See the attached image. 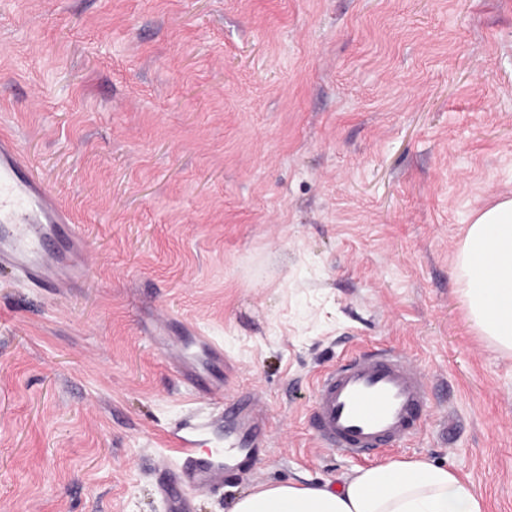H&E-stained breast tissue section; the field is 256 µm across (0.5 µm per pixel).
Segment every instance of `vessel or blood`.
<instances>
[{
    "mask_svg": "<svg viewBox=\"0 0 512 512\" xmlns=\"http://www.w3.org/2000/svg\"><path fill=\"white\" fill-rule=\"evenodd\" d=\"M78 227L23 157L14 136L0 132V267L30 282L59 288L80 268ZM215 408L188 412L167 442L177 462L160 490L168 512H192L188 492L220 485L238 458L256 455L265 424L252 399H230L210 390ZM429 384L406 355L378 348L345 356L314 383L313 426L320 447L350 458L368 457L404 443L424 427Z\"/></svg>",
    "mask_w": 512,
    "mask_h": 512,
    "instance_id": "vessel-or-blood-1",
    "label": "vessel or blood"
}]
</instances>
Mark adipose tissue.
<instances>
[{"instance_id":"obj_1","label":"adipose tissue","mask_w":512,"mask_h":512,"mask_svg":"<svg viewBox=\"0 0 512 512\" xmlns=\"http://www.w3.org/2000/svg\"><path fill=\"white\" fill-rule=\"evenodd\" d=\"M454 271L480 335L511 353L512 198L476 213ZM230 512H484V505L453 471L418 458L362 467L333 485L263 487L239 497Z\"/></svg>"}]
</instances>
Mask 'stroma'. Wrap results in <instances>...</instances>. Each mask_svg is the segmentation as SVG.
<instances>
[{"label":"stroma","instance_id":"35a3bbf8","mask_svg":"<svg viewBox=\"0 0 512 512\" xmlns=\"http://www.w3.org/2000/svg\"><path fill=\"white\" fill-rule=\"evenodd\" d=\"M0 130L84 238L67 287L0 269V512H166L200 360L268 436L195 512L417 457L512 512V354L453 273L512 197V0H0ZM375 347L426 426L330 454L314 378Z\"/></svg>","mask_w":512,"mask_h":512}]
</instances>
